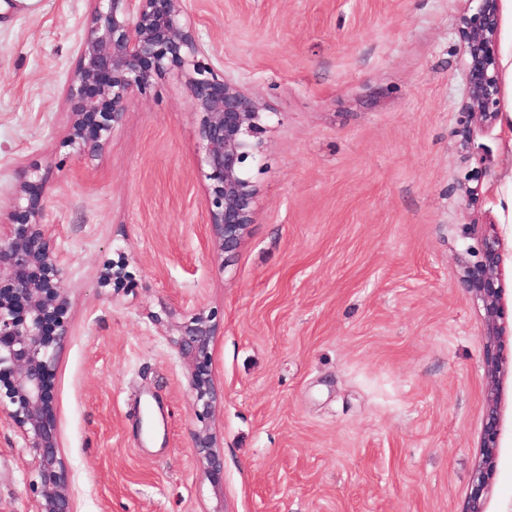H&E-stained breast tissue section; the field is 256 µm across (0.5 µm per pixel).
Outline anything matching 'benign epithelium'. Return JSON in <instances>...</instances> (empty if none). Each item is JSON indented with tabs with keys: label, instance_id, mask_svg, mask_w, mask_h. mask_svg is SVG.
I'll return each instance as SVG.
<instances>
[{
	"label": "benign epithelium",
	"instance_id": "7a95c632",
	"mask_svg": "<svg viewBox=\"0 0 512 512\" xmlns=\"http://www.w3.org/2000/svg\"><path fill=\"white\" fill-rule=\"evenodd\" d=\"M480 2L478 11L464 18L460 37L468 68L465 110L485 126L500 116L503 86L496 44L501 16L500 0ZM198 54L184 0H92L65 90L71 120L59 146L81 157L100 155L135 97L148 95L154 81L169 71L185 73L190 106L199 118L209 235L219 250L233 253L254 223V173L264 166V133L273 113ZM42 185L37 174L23 181L7 223L0 224V415L20 432L37 460L31 487L39 497L36 512H74L53 393L56 345L69 331L61 288L64 267L50 225L42 223ZM126 281L119 263L107 265L100 275L103 287ZM466 282L483 303L491 382L482 459L466 512H490L499 455L512 447V416L505 409L512 387V323L507 319L512 289L506 287L503 238L492 222L483 234L480 260L467 267ZM216 331V313L200 310L178 326L175 344L189 367L199 422L195 453L218 487L224 483V463L208 423L218 399L211 369Z\"/></svg>",
	"mask_w": 512,
	"mask_h": 512
}]
</instances>
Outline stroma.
<instances>
[{"instance_id":"1","label":"stroma","mask_w":512,"mask_h":512,"mask_svg":"<svg viewBox=\"0 0 512 512\" xmlns=\"http://www.w3.org/2000/svg\"><path fill=\"white\" fill-rule=\"evenodd\" d=\"M477 5L186 0L202 53L278 114L228 255L184 74L136 97L100 156L66 154L90 0H0V208L38 166L66 269L54 394L76 512H465L490 388L465 270L485 222L512 239V130L463 108ZM121 257L135 289L101 287ZM202 309L220 489L174 343ZM36 470L0 421V512H36Z\"/></svg>"}]
</instances>
